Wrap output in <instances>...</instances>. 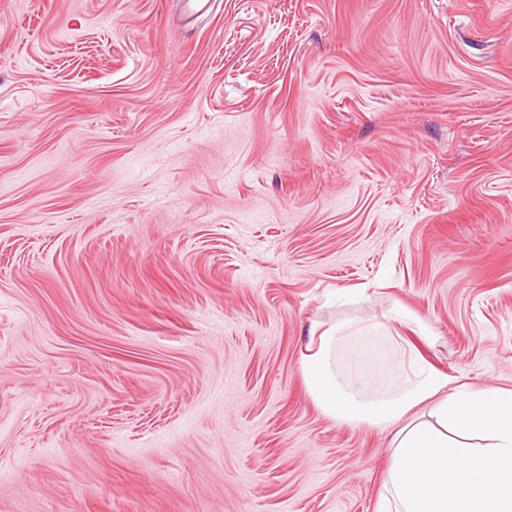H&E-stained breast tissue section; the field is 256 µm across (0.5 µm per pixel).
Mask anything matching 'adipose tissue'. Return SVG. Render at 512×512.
I'll list each match as a JSON object with an SVG mask.
<instances>
[{"instance_id":"ef3b65f1","label":"adipose tissue","mask_w":512,"mask_h":512,"mask_svg":"<svg viewBox=\"0 0 512 512\" xmlns=\"http://www.w3.org/2000/svg\"><path fill=\"white\" fill-rule=\"evenodd\" d=\"M383 339L387 364L375 361ZM302 373L325 415L392 432L376 512H512V390L448 394V374L382 322L311 337Z\"/></svg>"}]
</instances>
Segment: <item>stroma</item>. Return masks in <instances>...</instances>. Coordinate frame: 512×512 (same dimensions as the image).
<instances>
[{"label": "stroma", "mask_w": 512, "mask_h": 512, "mask_svg": "<svg viewBox=\"0 0 512 512\" xmlns=\"http://www.w3.org/2000/svg\"><path fill=\"white\" fill-rule=\"evenodd\" d=\"M171 2L0 0V512H376L302 355L512 390V0Z\"/></svg>", "instance_id": "stroma-1"}]
</instances>
